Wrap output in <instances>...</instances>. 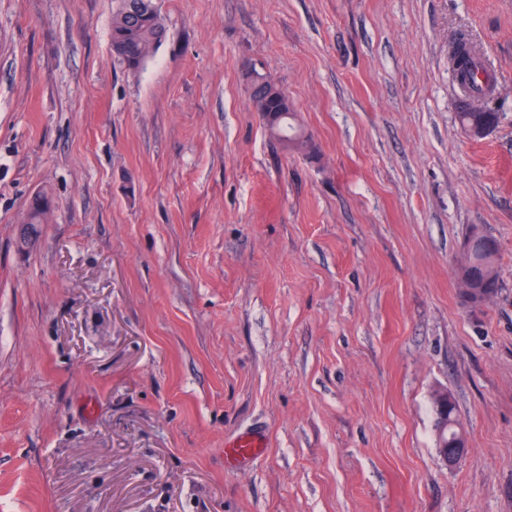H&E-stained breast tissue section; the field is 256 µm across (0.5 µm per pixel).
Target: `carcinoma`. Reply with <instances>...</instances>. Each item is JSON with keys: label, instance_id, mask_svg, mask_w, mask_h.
Listing matches in <instances>:
<instances>
[{"label": "carcinoma", "instance_id": "cac0c4a2", "mask_svg": "<svg viewBox=\"0 0 512 512\" xmlns=\"http://www.w3.org/2000/svg\"><path fill=\"white\" fill-rule=\"evenodd\" d=\"M112 13V52L129 72H138L153 51L165 40L167 31L158 0H115ZM455 80L467 99L487 103L495 95L494 76L483 58L470 44L460 39L453 54ZM251 101L263 103V120L270 134L286 150L305 154L315 152L311 139L296 122L293 105L285 91L273 81L257 73L250 81ZM464 129L478 124L491 126L498 115L489 110L458 113ZM50 210L49 200L35 197L29 204L23 223L43 224Z\"/></svg>", "mask_w": 512, "mask_h": 512}]
</instances>
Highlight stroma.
Here are the masks:
<instances>
[{
	"label": "stroma",
	"mask_w": 512,
	"mask_h": 512,
	"mask_svg": "<svg viewBox=\"0 0 512 512\" xmlns=\"http://www.w3.org/2000/svg\"><path fill=\"white\" fill-rule=\"evenodd\" d=\"M161 9L131 75L112 0H0V512H512V0ZM460 38L497 78L477 141ZM255 72L317 159L270 137ZM251 427L267 448L227 468ZM438 401L440 402L437 407V428L435 429L438 434V453L441 461L446 465H453L459 458L463 456L466 451L467 444L463 430L458 424H455L456 438L448 446L449 434L452 429L448 427V422L453 418L454 422L457 421L455 417V407L452 401L448 400V392L441 391ZM448 401V410L446 402ZM264 431L254 429L228 438L224 442V460L227 466L243 468L257 459L267 448Z\"/></svg>",
	"instance_id": "1"
}]
</instances>
